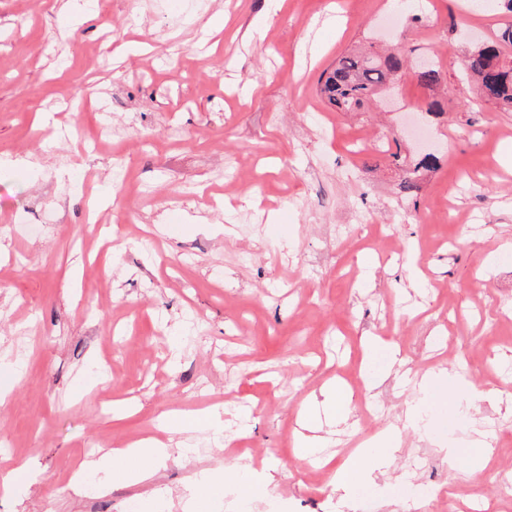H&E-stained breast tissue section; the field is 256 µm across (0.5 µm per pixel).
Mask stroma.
<instances>
[{
  "label": "stroma",
  "instance_id": "1",
  "mask_svg": "<svg viewBox=\"0 0 512 512\" xmlns=\"http://www.w3.org/2000/svg\"><path fill=\"white\" fill-rule=\"evenodd\" d=\"M65 2L0 0V470H42L21 508L182 512L194 474L232 461L204 433L147 479L67 485L212 409L262 454L219 512H512V112L461 79L508 20L494 0H86L83 24ZM370 44L437 58L438 92L409 71L371 111L329 108L321 73ZM435 97L441 159L407 197L381 139L413 167L398 115ZM374 339L405 375L347 383ZM440 367L473 393L444 435L406 421ZM332 385L352 397L322 455L365 453L378 485L349 499L299 447Z\"/></svg>",
  "mask_w": 512,
  "mask_h": 512
}]
</instances>
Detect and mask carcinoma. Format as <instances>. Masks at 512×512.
<instances>
[{
	"label": "carcinoma",
	"instance_id": "cac0c4a2",
	"mask_svg": "<svg viewBox=\"0 0 512 512\" xmlns=\"http://www.w3.org/2000/svg\"><path fill=\"white\" fill-rule=\"evenodd\" d=\"M512 45V25H508L497 41L476 47L464 60L465 76L486 103L502 112H512V56L502 51V45ZM409 66L407 55L400 51L379 53H348L341 56L333 69L320 76V94L341 112H357L375 96L387 92ZM418 81L426 88L441 83L439 65L429 60L417 72ZM435 156L422 158L414 170L399 183L400 192L410 194L419 188L421 171L434 169Z\"/></svg>",
	"mask_w": 512,
	"mask_h": 512
}]
</instances>
